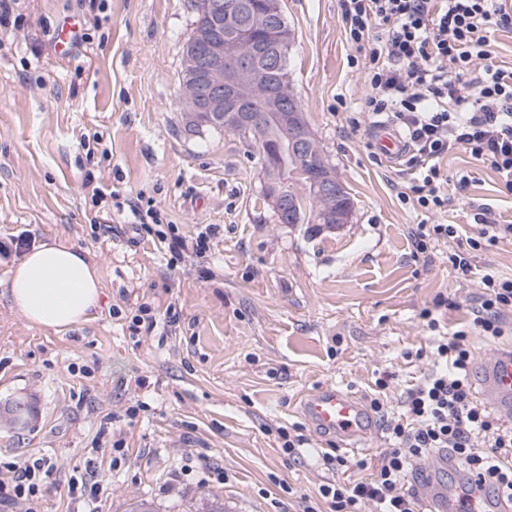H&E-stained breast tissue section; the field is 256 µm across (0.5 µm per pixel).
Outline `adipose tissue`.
<instances>
[{"instance_id": "ef3b65f1", "label": "adipose tissue", "mask_w": 512, "mask_h": 512, "mask_svg": "<svg viewBox=\"0 0 512 512\" xmlns=\"http://www.w3.org/2000/svg\"><path fill=\"white\" fill-rule=\"evenodd\" d=\"M5 288L11 306L30 323L56 331L88 321L102 292L99 270L86 253L58 238L27 250Z\"/></svg>"}]
</instances>
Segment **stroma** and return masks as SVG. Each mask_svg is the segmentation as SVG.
Returning a JSON list of instances; mask_svg holds the SVG:
<instances>
[{
    "label": "stroma",
    "instance_id": "obj_1",
    "mask_svg": "<svg viewBox=\"0 0 512 512\" xmlns=\"http://www.w3.org/2000/svg\"><path fill=\"white\" fill-rule=\"evenodd\" d=\"M295 37L288 69L305 116L353 202L338 227L278 223L263 198L257 147L182 125V44L190 0H12L0 49V239L55 238L98 267V310L66 331L30 324L0 292V411L22 398L25 429L0 419V455L41 453L56 473L43 512H82L67 482L86 460L112 485L105 512L149 499L155 512H195L207 498L237 512H303L332 477L317 448L375 459L380 433L340 448L315 433L299 401L333 384L368 401L382 372L389 400L420 378L432 308L454 329L480 279L512 277V241L480 252L468 278L448 261L478 232L477 209L512 224V193L489 164L440 158L448 205L424 211L398 193L408 162L373 160L346 107L368 92L352 69L340 0H283ZM78 25L68 56L57 27ZM470 177L459 185L461 174ZM94 175L106 191L85 186ZM159 213L138 228L129 205ZM458 235L419 254L416 224ZM215 233L204 255L173 252L172 236ZM301 434V455L282 433ZM121 444L122 457L112 446Z\"/></svg>",
    "mask_w": 512,
    "mask_h": 512
}]
</instances>
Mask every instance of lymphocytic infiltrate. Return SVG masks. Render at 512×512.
I'll list each match as a JSON object with an SVG mask.
<instances>
[{"label": "lymphocytic infiltrate", "mask_w": 512, "mask_h": 512, "mask_svg": "<svg viewBox=\"0 0 512 512\" xmlns=\"http://www.w3.org/2000/svg\"><path fill=\"white\" fill-rule=\"evenodd\" d=\"M341 22L363 66L370 92L348 118L391 114L409 137V161L418 175L400 192L404 202L427 211L448 203V181L438 160L464 147L504 178L512 192V67L491 59L490 36L512 29V0H341ZM481 229L468 238V252L451 253L460 275L471 271V255L503 239L512 224L474 216ZM466 328L448 333L431 309L420 313L434 331L431 367L397 402L385 421L388 446L357 482L326 481L307 498L303 512H418L408 476L415 464L447 450L458 468L512 495V426L499 422L474 396L469 382V333L499 336L512 310V278L484 275ZM55 465L44 457L0 459V506L23 504L41 512V488Z\"/></svg>", "instance_id": "f902f5d3"}]
</instances>
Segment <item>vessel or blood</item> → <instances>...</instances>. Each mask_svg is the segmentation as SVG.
Returning <instances> with one entry per match:
<instances>
[{"instance_id":"obj_1","label":"vessel or blood","mask_w":512,"mask_h":512,"mask_svg":"<svg viewBox=\"0 0 512 512\" xmlns=\"http://www.w3.org/2000/svg\"><path fill=\"white\" fill-rule=\"evenodd\" d=\"M371 142L379 155L391 161L403 159L409 151L406 137L389 120L374 125ZM481 397L503 415L512 417V350L498 354L488 367ZM300 407L318 434L335 437L345 448L357 447L374 431L369 411L355 396L333 385L304 395ZM453 465L447 452L442 451L435 454L430 466L415 475L414 491L423 512H452L458 488L441 482L439 475ZM466 486L472 500L478 501L484 512H512V498L502 493L489 497L478 477H469Z\"/></svg>"}]
</instances>
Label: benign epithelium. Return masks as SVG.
Listing matches in <instances>:
<instances>
[{
	"label": "benign epithelium",
	"mask_w": 512,
	"mask_h": 512,
	"mask_svg": "<svg viewBox=\"0 0 512 512\" xmlns=\"http://www.w3.org/2000/svg\"><path fill=\"white\" fill-rule=\"evenodd\" d=\"M200 10L216 19H224V31L206 24L196 25L189 32L182 50L180 90L190 103L185 116L188 128L203 127L217 116L229 126L250 128L262 121V115L248 107L256 98L271 101L280 123L290 131L289 150L313 165L310 136L302 124V108L288 93L285 84L270 81L269 61L281 54L283 15L282 0H239L233 5L200 2ZM265 167L281 175L288 183V170L279 166L280 149L266 153ZM313 193L339 197L342 183L326 168L308 170ZM276 214L293 212L296 202L284 189L267 184L264 190ZM352 210L339 207L321 213L317 224L349 223Z\"/></svg>",
	"instance_id": "benign-epithelium-1"
}]
</instances>
